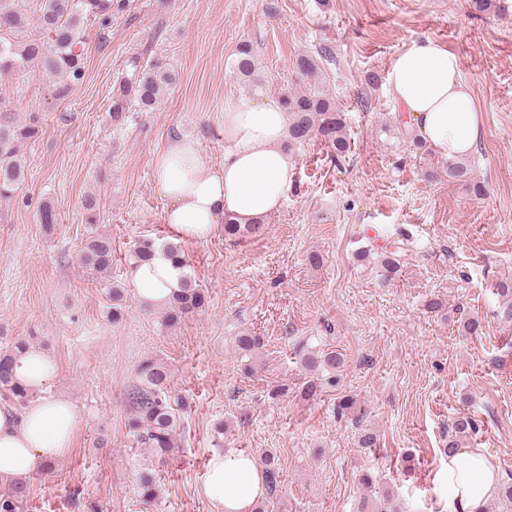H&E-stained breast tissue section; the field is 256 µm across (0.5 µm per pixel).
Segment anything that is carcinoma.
<instances>
[{"label": "carcinoma", "mask_w": 512, "mask_h": 512, "mask_svg": "<svg viewBox=\"0 0 512 512\" xmlns=\"http://www.w3.org/2000/svg\"><path fill=\"white\" fill-rule=\"evenodd\" d=\"M126 8L124 0H0V76L14 75L20 79L28 75H47L52 78L51 95L64 100L74 87L81 84L86 74L84 41L82 32L96 26L100 30L112 24V13ZM331 50L323 47L319 56L300 54L294 61L295 80L299 88L280 92V101L288 114L287 146L292 149L313 139L331 149L336 161L350 153L347 138V121L336 99L318 80L321 71L318 58H326ZM131 73L121 78L112 92L111 112L114 120L123 119L127 112H151L161 103L166 91L173 86L177 72L155 60H130ZM233 70L249 88H264L259 74L253 45L241 43L232 61ZM43 115L31 112L22 121L10 112L0 113V198L7 199L22 186L26 179L24 145L40 137ZM471 160L466 157L442 158L423 171L428 181L442 176L462 183L473 197L485 195V187L471 179ZM88 233L79 254L82 266L103 273L112 267V242L98 234L99 207L89 198L84 204ZM38 223L45 233L57 224L54 206L43 203L38 211ZM265 220L240 224L233 218L224 217V237L240 240L260 233ZM157 242L151 238L140 240L132 251L131 265L146 261ZM171 258L182 269L180 288L172 292L164 303L160 315V327L175 328L186 317L203 311L207 293L196 284L183 251L171 244L166 245ZM417 254L416 246L406 234H401V246L389 251L381 262V276L388 279L396 275L408 260ZM497 294L505 298L502 318L512 322V282L497 283ZM263 346L261 337L243 333L235 339L239 358L246 361L245 374L254 371L253 360ZM31 347V340L17 339L10 347L0 351V395L17 407H25L34 398L36 389L17 381L12 375L15 358ZM305 374L298 392L305 400L318 396L322 391L336 389L344 366L343 354L328 346L313 347L301 344L296 347ZM170 367L159 360L148 358L136 367V383L127 393L129 407L128 430L136 447L147 449L153 456L166 458L174 447L177 414L184 410L186 402L176 393L171 383ZM478 420L469 413L458 414L451 422V434L443 453L451 455L461 445L477 435ZM266 495L273 497L280 491L283 475L275 456L268 453L261 460ZM137 493L145 504L158 497V485L154 471L143 468L136 479ZM28 496L26 482L0 484V512H21ZM357 512H398L393 506H383L368 495L359 498Z\"/></svg>", "instance_id": "1"}]
</instances>
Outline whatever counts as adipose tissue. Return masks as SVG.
Segmentation results:
<instances>
[{
	"instance_id": "1",
	"label": "adipose tissue",
	"mask_w": 512,
	"mask_h": 512,
	"mask_svg": "<svg viewBox=\"0 0 512 512\" xmlns=\"http://www.w3.org/2000/svg\"><path fill=\"white\" fill-rule=\"evenodd\" d=\"M458 57L426 38L392 63L387 84L394 100L416 121L421 137L440 156L468 155L481 125L470 88L460 81ZM287 115L275 101L230 99L224 103V161L206 163L189 141H173L154 162L155 181L168 201L163 221L172 240L204 238L232 216L246 224L278 211L295 171L284 149ZM181 271L156 248L132 272L139 299L165 302L180 286ZM76 424L73 404L39 399L23 414L0 407V482L43 471L69 448ZM448 488V512H482L498 486V474L473 450L448 458L441 477ZM207 495L224 512H253L264 492L261 470L251 456L229 448L214 454L204 477Z\"/></svg>"
}]
</instances>
